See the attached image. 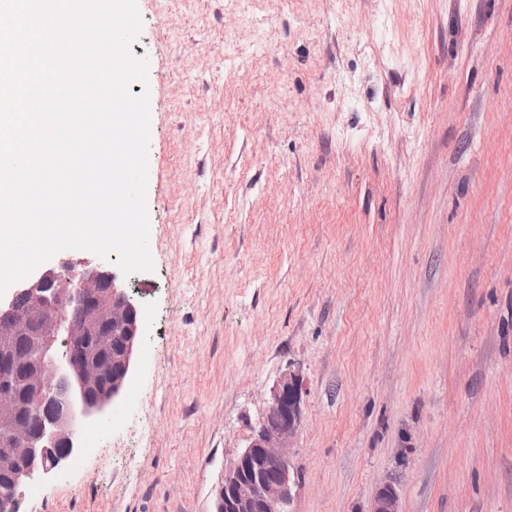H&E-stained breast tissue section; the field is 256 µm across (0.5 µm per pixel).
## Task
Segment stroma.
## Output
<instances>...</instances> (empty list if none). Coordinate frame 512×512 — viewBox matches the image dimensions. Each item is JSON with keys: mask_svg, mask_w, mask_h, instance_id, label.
Instances as JSON below:
<instances>
[{"mask_svg": "<svg viewBox=\"0 0 512 512\" xmlns=\"http://www.w3.org/2000/svg\"><path fill=\"white\" fill-rule=\"evenodd\" d=\"M155 269L102 451L19 512H214L289 363L293 512H512V0H137ZM399 33V58L383 37ZM370 512H402L398 487L394 481L387 480L379 485Z\"/></svg>", "mask_w": 512, "mask_h": 512, "instance_id": "stroma-1", "label": "stroma"}]
</instances>
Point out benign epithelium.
<instances>
[{
  "mask_svg": "<svg viewBox=\"0 0 512 512\" xmlns=\"http://www.w3.org/2000/svg\"><path fill=\"white\" fill-rule=\"evenodd\" d=\"M24 293L31 313H18ZM80 312L73 318L70 312ZM0 346L19 333L34 337L35 357L19 382L0 374V467L10 470L13 490L39 472L58 468L73 451L83 420L102 412L123 391L141 336V312L118 276L103 265L63 262L43 268L0 297ZM121 336L118 356L82 362L70 345L88 336ZM308 393L307 379L294 363L273 384L266 409L246 444L224 468L216 512H293L300 478L292 461V441ZM54 404L35 436L22 408ZM370 512H401L397 484L382 482Z\"/></svg>",
  "mask_w": 512,
  "mask_h": 512,
  "instance_id": "benign-epithelium-1",
  "label": "benign epithelium"
}]
</instances>
